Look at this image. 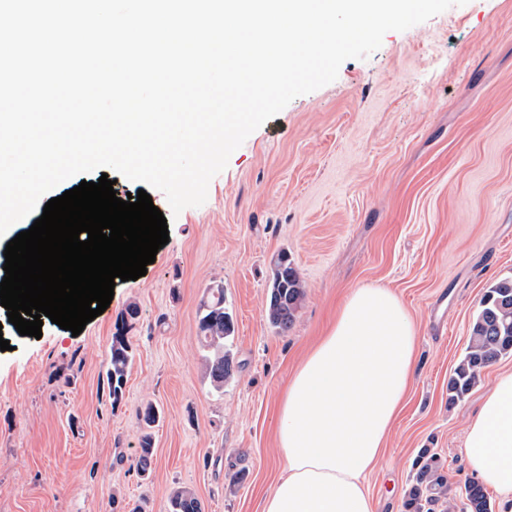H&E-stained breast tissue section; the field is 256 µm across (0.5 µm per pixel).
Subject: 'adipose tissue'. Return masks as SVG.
<instances>
[{"label":"adipose tissue","mask_w":512,"mask_h":512,"mask_svg":"<svg viewBox=\"0 0 512 512\" xmlns=\"http://www.w3.org/2000/svg\"><path fill=\"white\" fill-rule=\"evenodd\" d=\"M413 321L389 289H352L278 405L284 467L260 512H374L364 479L416 374ZM464 455L512 512V373L467 424Z\"/></svg>","instance_id":"ef3b65f1"}]
</instances>
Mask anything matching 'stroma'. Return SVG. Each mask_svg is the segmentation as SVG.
<instances>
[{
	"label": "stroma",
	"instance_id": "35a3bbf8",
	"mask_svg": "<svg viewBox=\"0 0 512 512\" xmlns=\"http://www.w3.org/2000/svg\"><path fill=\"white\" fill-rule=\"evenodd\" d=\"M145 276L116 282L80 335L44 321L13 332L0 308V512H167L192 490L203 512H258L279 475L276 407L351 289L387 288L417 327V373L367 486L376 512H406L414 463L436 453L458 504L472 476L465 427L512 356L463 399L448 380L486 289L512 274V0H468L346 60L337 79L255 130L167 223ZM294 259L305 296L282 333L267 302L273 260ZM224 287L234 371L206 372L198 312ZM132 361L122 396L104 385L127 307ZM151 469L135 459L138 414Z\"/></svg>",
	"mask_w": 512,
	"mask_h": 512
}]
</instances>
